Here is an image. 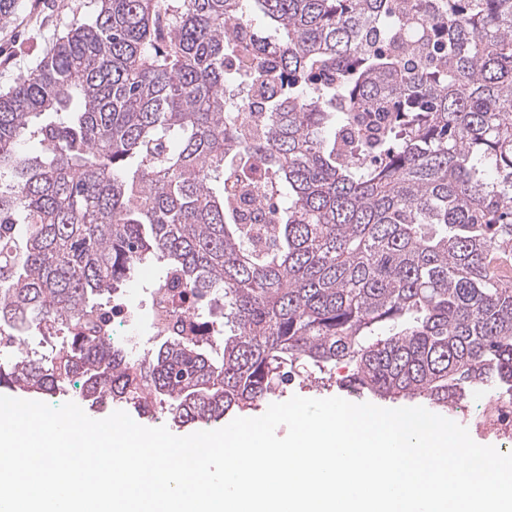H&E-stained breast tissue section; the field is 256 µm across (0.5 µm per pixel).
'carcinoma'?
<instances>
[{
	"label": "carcinoma",
	"instance_id": "carcinoma-1",
	"mask_svg": "<svg viewBox=\"0 0 512 512\" xmlns=\"http://www.w3.org/2000/svg\"><path fill=\"white\" fill-rule=\"evenodd\" d=\"M2 178L0 326L81 335L0 387L208 425L346 360L512 399V0H97L0 95ZM150 263L224 296L216 336L98 334Z\"/></svg>",
	"mask_w": 512,
	"mask_h": 512
}]
</instances>
